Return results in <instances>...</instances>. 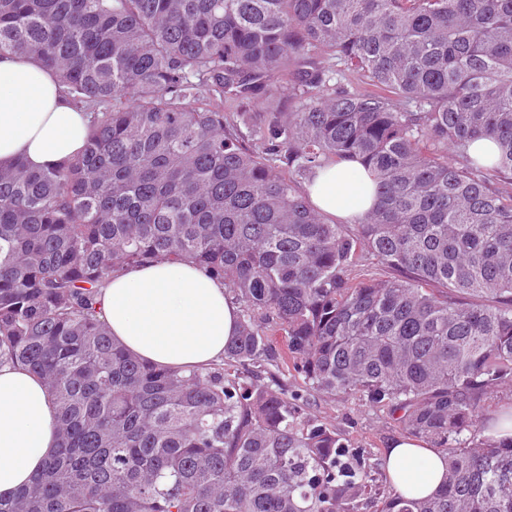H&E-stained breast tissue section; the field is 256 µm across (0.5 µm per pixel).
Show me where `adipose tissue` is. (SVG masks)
Instances as JSON below:
<instances>
[{
	"instance_id": "1",
	"label": "adipose tissue",
	"mask_w": 512,
	"mask_h": 512,
	"mask_svg": "<svg viewBox=\"0 0 512 512\" xmlns=\"http://www.w3.org/2000/svg\"><path fill=\"white\" fill-rule=\"evenodd\" d=\"M92 118L36 54L0 58V167L19 158L33 169L69 161L83 149ZM306 191L320 213L348 222L375 201L373 179L355 160L321 171ZM96 309L114 342L171 368L220 362L240 314L223 281L190 260L114 272ZM57 446V408L48 388L25 366L0 365V499L28 485ZM383 460L391 483L407 497L433 495L447 467L443 453L405 436L390 443Z\"/></svg>"
}]
</instances>
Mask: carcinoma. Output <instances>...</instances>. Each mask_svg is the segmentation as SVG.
Returning a JSON list of instances; mask_svg holds the SVG:
<instances>
[{
  "label": "carcinoma",
  "instance_id": "obj_1",
  "mask_svg": "<svg viewBox=\"0 0 512 512\" xmlns=\"http://www.w3.org/2000/svg\"><path fill=\"white\" fill-rule=\"evenodd\" d=\"M29 53L94 117L76 158L0 168V364L59 412L0 512H512V439L479 424L512 388V0H0V57ZM351 159L376 184L352 227L297 185ZM183 259L240 305L211 367L96 315L114 271ZM309 391L445 453L441 490L379 479Z\"/></svg>",
  "mask_w": 512,
  "mask_h": 512
}]
</instances>
